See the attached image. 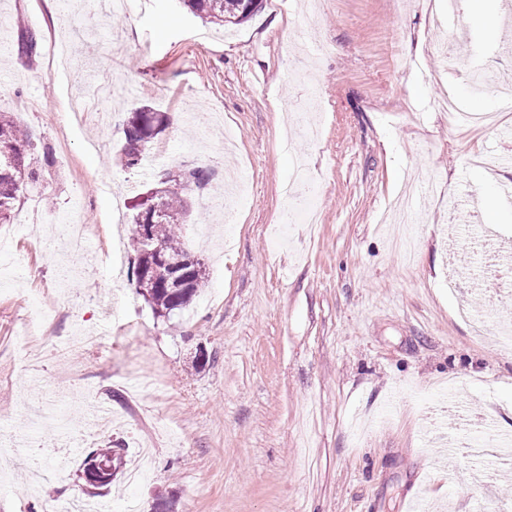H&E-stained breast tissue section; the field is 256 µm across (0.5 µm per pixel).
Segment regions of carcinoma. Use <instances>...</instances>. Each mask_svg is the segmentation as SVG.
Listing matches in <instances>:
<instances>
[{"label":"carcinoma","instance_id":"cac0c4a2","mask_svg":"<svg viewBox=\"0 0 512 512\" xmlns=\"http://www.w3.org/2000/svg\"><path fill=\"white\" fill-rule=\"evenodd\" d=\"M260 2L262 0H257V4L249 9L247 0H183L190 12L219 27L248 19L259 9ZM167 125L166 113L157 112L148 105L136 107L127 113L123 123L122 146L126 168L133 169L140 164L146 157L150 143L165 131ZM53 164L54 158L50 152L40 154L35 151L29 133L17 124L11 113L0 112V224L11 223L25 181L39 178L42 170ZM209 181L210 173L203 167L166 171L162 174V194L157 196V207L162 212V218L161 223L153 225L154 242L170 255L191 260L192 288L186 291L174 288L164 273L150 271L153 255L148 253L140 235L134 234L133 274L136 285L159 318L169 319L181 313L205 282V264L193 257L184 246L187 202L183 191L191 184L202 188ZM92 457L116 469L123 464L119 448H99L92 453Z\"/></svg>","mask_w":512,"mask_h":512}]
</instances>
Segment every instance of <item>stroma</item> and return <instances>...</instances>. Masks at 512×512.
Wrapping results in <instances>:
<instances>
[{
    "instance_id": "obj_1",
    "label": "stroma",
    "mask_w": 512,
    "mask_h": 512,
    "mask_svg": "<svg viewBox=\"0 0 512 512\" xmlns=\"http://www.w3.org/2000/svg\"><path fill=\"white\" fill-rule=\"evenodd\" d=\"M483 8L497 28L465 4L449 17L448 0H262L223 30L179 0H129L118 18L81 0H0V110L55 151L16 203L26 223L0 224L12 248L0 274V512L76 498L150 512L160 492L175 512H412L416 496L431 512H478L473 461L443 455L428 413L452 382L512 436V352L458 314L512 322V296L487 310L466 231L484 224L512 245V209L497 200L512 166L468 162L476 150L512 155V111L475 86L492 60L512 80V5ZM23 27L37 41L32 63L18 49ZM54 38L71 60L67 94L47 72ZM103 81L150 92L115 106L109 130L89 119L61 133L53 113ZM313 87L323 112L312 141L301 104ZM446 93L499 111V126L450 125L434 107ZM143 104L182 121L159 137L163 154L131 170L123 121ZM218 161L243 170L251 193L225 224L186 191V246L208 278L182 316L156 318L131 275L133 206L164 170ZM300 163L317 221L281 234L282 188ZM467 186L477 210L454 207ZM76 211L92 266L56 246ZM36 312L46 332L27 369L17 338ZM48 396L71 415L68 435L32 424L28 405ZM101 404L111 420L90 426ZM109 443L124 466L89 497L83 460ZM41 465L53 481L37 479Z\"/></svg>"
}]
</instances>
